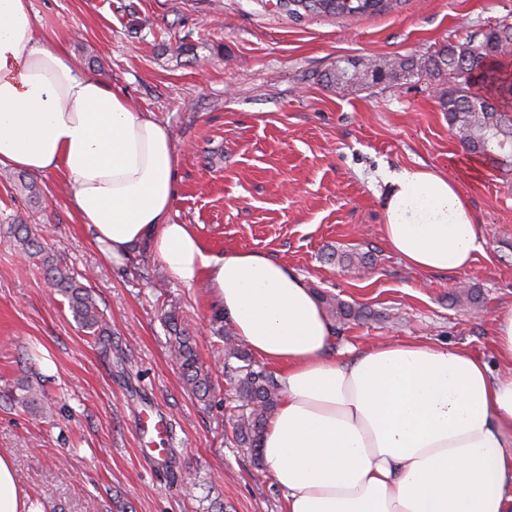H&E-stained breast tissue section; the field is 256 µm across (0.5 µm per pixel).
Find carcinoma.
Listing matches in <instances>:
<instances>
[{
  "instance_id": "carcinoma-1",
  "label": "carcinoma",
  "mask_w": 512,
  "mask_h": 512,
  "mask_svg": "<svg viewBox=\"0 0 512 512\" xmlns=\"http://www.w3.org/2000/svg\"><path fill=\"white\" fill-rule=\"evenodd\" d=\"M300 6L288 7L287 13L299 18L303 14L355 18L385 13L402 0H297ZM512 44V23L501 21L482 33V38H470L463 43H450L419 60L410 57L392 63L371 66V82L424 75L444 86L442 110L448 113V123L458 129L464 148L471 154L496 153L501 165L512 166V114L500 109L494 100L512 99V70L501 60V47ZM14 235L23 249L35 255L42 252L39 229L18 220ZM46 278L52 287L69 302L74 320L82 331L95 337L105 352L112 351V332L108 321L86 289L71 272L43 258ZM335 321L346 323L365 316L364 309L354 307L331 295L320 296ZM213 322L215 332L224 340V368L230 384L241 399L237 414L235 436L239 445L254 457L259 450L266 426L280 401V388L273 376L254 364L235 335L224 327V316L217 313ZM171 353L179 363L188 388L205 399L212 390V378L204 369L190 336L178 324L177 313L168 315ZM18 399L33 404L38 399L40 383L26 379L18 383Z\"/></svg>"
}]
</instances>
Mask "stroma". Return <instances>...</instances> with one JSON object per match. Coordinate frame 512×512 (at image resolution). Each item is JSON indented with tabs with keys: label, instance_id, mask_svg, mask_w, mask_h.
<instances>
[{
	"label": "stroma",
	"instance_id": "obj_1",
	"mask_svg": "<svg viewBox=\"0 0 512 512\" xmlns=\"http://www.w3.org/2000/svg\"><path fill=\"white\" fill-rule=\"evenodd\" d=\"M276 0H31L38 29L80 70L118 89L169 132L178 154L171 219L192 225L207 254L257 252L302 275L315 293L366 308L335 351L387 338L458 345L492 357L494 317L512 307V171L462 169L467 157L418 75L362 88L323 82L342 59L422 57L497 22L512 0H403L360 18H293ZM426 164L456 178L487 245L470 269L406 266L381 224L385 173ZM0 167V456L11 458L34 512H286L260 461L238 447L239 398L206 283L188 288L148 248L123 264L101 256L71 210L58 172ZM44 227L47 255L90 290L112 326L104 354L52 294L42 261L10 231ZM345 252L364 262L342 261ZM477 289L479 303L462 301ZM177 311L214 386L186 389L165 316ZM40 378L35 406L7 393ZM170 424L152 457L141 420Z\"/></svg>",
	"mask_w": 512,
	"mask_h": 512
}]
</instances>
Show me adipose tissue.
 Here are the masks:
<instances>
[{
	"label": "adipose tissue",
	"mask_w": 512,
	"mask_h": 512,
	"mask_svg": "<svg viewBox=\"0 0 512 512\" xmlns=\"http://www.w3.org/2000/svg\"><path fill=\"white\" fill-rule=\"evenodd\" d=\"M176 162L166 129L77 69L30 0H0V166L62 171L109 262L144 243L181 284L208 278L238 336L278 368L261 462L288 512H512V308L495 318L491 363L417 339L336 357L333 325L295 269L253 252L209 257L171 222ZM386 183L383 235L407 265L461 270L483 252L452 178L415 167Z\"/></svg>",
	"instance_id": "1"
}]
</instances>
